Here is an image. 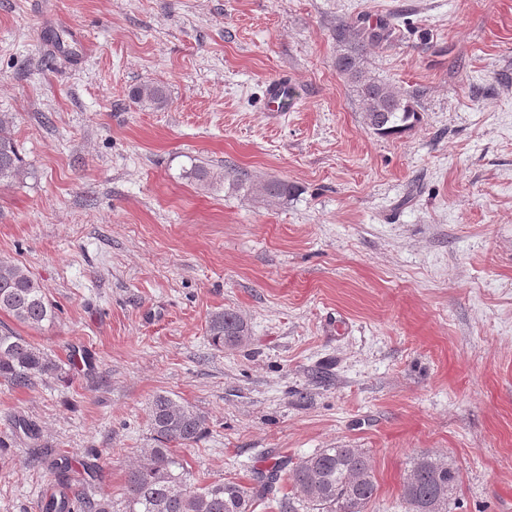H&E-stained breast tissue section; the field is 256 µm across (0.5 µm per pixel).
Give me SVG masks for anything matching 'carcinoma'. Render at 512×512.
Listing matches in <instances>:
<instances>
[{
	"mask_svg": "<svg viewBox=\"0 0 512 512\" xmlns=\"http://www.w3.org/2000/svg\"><path fill=\"white\" fill-rule=\"evenodd\" d=\"M380 39V34L363 29L339 30L337 41L342 49L336 66L355 87L366 126L380 137H390L418 123L420 113L400 91L366 75L364 53ZM129 97L151 109L162 110L168 105L166 88L159 84L134 86ZM187 175L204 186L219 178L200 164L191 166ZM24 176L11 121L0 116V184L10 185ZM0 313L30 328H40L56 318L42 285L22 266L5 260H0ZM206 335L218 350L236 348L248 339L249 328L237 312L224 309L210 314ZM57 369L47 354L24 337L7 328L0 332V379L15 388H27L37 378L54 375ZM149 424L156 446L145 449L143 461L128 472L126 512H251L268 489V481L277 480L282 471L280 463H273L269 475L255 487L224 481L195 486L188 482L183 462L168 444L196 442L206 417L158 394L149 408ZM289 479L296 499L316 512H366L377 491L370 458L358 448H322L301 460ZM456 481L457 473L447 460L420 456L412 462L404 499L411 512H448V495ZM45 512H112V505L106 499L71 497L61 491L49 497Z\"/></svg>",
	"mask_w": 512,
	"mask_h": 512,
	"instance_id": "carcinoma-1",
	"label": "carcinoma"
}]
</instances>
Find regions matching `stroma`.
<instances>
[{
	"label": "stroma",
	"instance_id": "1",
	"mask_svg": "<svg viewBox=\"0 0 512 512\" xmlns=\"http://www.w3.org/2000/svg\"><path fill=\"white\" fill-rule=\"evenodd\" d=\"M347 26L387 29L364 68L415 97L414 129H367ZM0 115L27 167L0 186V259L57 313L0 328L61 367L0 380V512H43L60 457L122 507L159 394L206 417L176 449L193 484L359 448L367 512H407L423 455L458 473L448 512H512V0H0ZM220 309L246 344L210 345ZM130 99L141 105L156 110L165 109L168 105L166 88L159 84H141L129 90ZM206 335L210 344L218 350L239 347L250 336L247 322L237 312L229 309L210 314Z\"/></svg>",
	"mask_w": 512,
	"mask_h": 512
}]
</instances>
